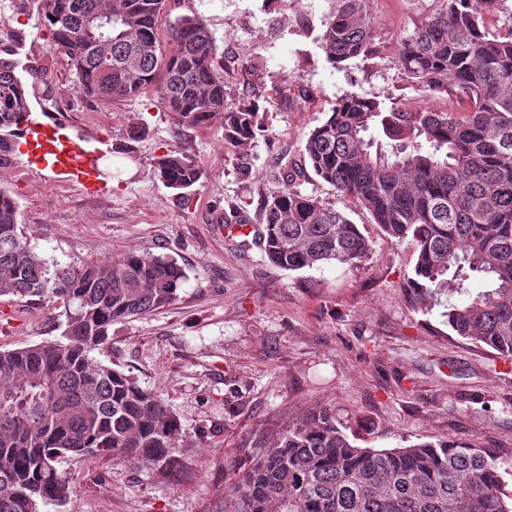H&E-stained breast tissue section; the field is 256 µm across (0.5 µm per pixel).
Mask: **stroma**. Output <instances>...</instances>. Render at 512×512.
<instances>
[{
  "mask_svg": "<svg viewBox=\"0 0 512 512\" xmlns=\"http://www.w3.org/2000/svg\"><path fill=\"white\" fill-rule=\"evenodd\" d=\"M344 0H167L158 21L163 52L170 28L204 19L224 68L229 101H257L267 131L247 147L224 142L221 121L180 125L154 89L103 105L69 94L70 105L31 99L43 118L71 135L102 140L104 191L84 193L66 176L40 170L21 152H0V189L19 205L30 244L66 266L106 262L127 251L167 254L186 280L171 305L116 324L97 360L122 369L164 399L182 422L183 469L166 474L112 457L65 456L64 504L42 512H224L238 472L289 426L332 409L356 443L403 448L454 440L492 451L509 468L512 492V360L455 336L439 312L409 309L401 287L416 259L411 239L387 237L370 214L313 172L303 194L344 211L372 243L365 262L288 271L269 264L257 235L282 167L302 161L311 129L337 98L353 93L409 110L426 105L396 62L400 43L443 8V0H360L372 24L371 49L337 67L316 37ZM0 57L41 67L60 87L73 80L37 8L0 0ZM144 127L136 141L130 126ZM180 145L201 178L179 197L155 176L158 156ZM53 311L0 297V350L60 338Z\"/></svg>",
  "mask_w": 512,
  "mask_h": 512,
  "instance_id": "stroma-1",
  "label": "stroma"
}]
</instances>
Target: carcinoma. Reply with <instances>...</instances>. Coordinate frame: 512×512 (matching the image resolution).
Wrapping results in <instances>:
<instances>
[{
    "mask_svg": "<svg viewBox=\"0 0 512 512\" xmlns=\"http://www.w3.org/2000/svg\"><path fill=\"white\" fill-rule=\"evenodd\" d=\"M65 54L68 88L32 84L43 99L79 93L100 103L135 98L155 85L160 104L184 126L224 118V142L240 147L264 132L259 108L232 104L216 40L203 19L183 17L174 47L159 46L163 0H35ZM397 50L408 82L428 100L445 93L461 109L416 111L344 94L307 135L303 162L374 223L417 247L403 300L415 311L442 309L458 336L512 357V30L490 32L500 0H444ZM112 19L93 44L89 17ZM150 41L153 48L141 49ZM340 65L370 49L371 26L357 0L317 37ZM138 57L139 80L126 77ZM17 64L0 58V151L11 150L27 120L30 91ZM387 139L383 143L372 130ZM156 177L185 193L201 168L184 148L155 163ZM265 205L259 242L281 269L356 266L372 244L345 213L296 189ZM19 206L0 189V296L51 304L61 339L0 350V512H40L63 504L65 455L123 458L166 472L182 468V422L158 395L124 372L94 361L112 326L171 304L185 272L168 255L128 251L104 264L51 267L19 228ZM478 280L474 291L469 282ZM501 465L486 449L460 442L363 448L320 409L289 428L234 483L224 512H512Z\"/></svg>",
    "mask_w": 512,
    "mask_h": 512,
    "instance_id": "cac0c4a2",
    "label": "carcinoma"
}]
</instances>
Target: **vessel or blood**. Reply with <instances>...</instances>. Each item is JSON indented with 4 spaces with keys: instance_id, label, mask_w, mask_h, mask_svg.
Segmentation results:
<instances>
[{
    "instance_id": "vessel-or-blood-1",
    "label": "vessel or blood",
    "mask_w": 512,
    "mask_h": 512,
    "mask_svg": "<svg viewBox=\"0 0 512 512\" xmlns=\"http://www.w3.org/2000/svg\"><path fill=\"white\" fill-rule=\"evenodd\" d=\"M23 153L28 164L50 168L78 181L84 188L98 186L96 159L82 144L81 138L70 136L58 120L30 119L22 127Z\"/></svg>"
}]
</instances>
